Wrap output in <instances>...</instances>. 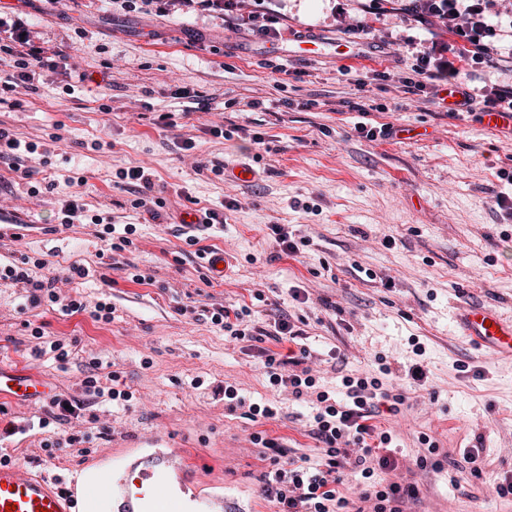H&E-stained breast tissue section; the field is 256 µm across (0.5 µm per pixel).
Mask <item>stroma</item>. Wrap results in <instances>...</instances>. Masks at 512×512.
<instances>
[{"instance_id": "obj_1", "label": "stroma", "mask_w": 512, "mask_h": 512, "mask_svg": "<svg viewBox=\"0 0 512 512\" xmlns=\"http://www.w3.org/2000/svg\"><path fill=\"white\" fill-rule=\"evenodd\" d=\"M242 14L270 13L276 42L217 13L161 15L124 0H29L24 21L45 54L70 53L69 74L42 68L35 89L0 90V127L38 146L45 163L33 180L0 160V212L20 218L0 234V264L47 255L54 290L89 307L109 303L111 321L31 306L24 284L0 281V363L31 372L56 395L81 403L78 415L42 427L53 405L0 398V454L46 476L91 469L126 448L149 458L180 455L187 489L228 512H274L261 495L270 469L251 441L266 432L289 457L316 458L311 403L273 390L264 350H306L322 389L342 376L392 372L399 411L380 420L392 434L393 469L377 481L415 488L404 512H512L497 482L512 475V359L478 348L453 327L455 307L485 303L512 317V132L483 123V97L512 87L498 59L463 67L457 83L470 112L449 116L429 94L402 89L424 40L448 31L401 11L374 13L363 0H241ZM361 23V34L348 32ZM342 40L340 52H297L310 34ZM391 80L383 81L379 72ZM105 74V82L80 74ZM365 79L363 95L353 93ZM386 129L369 140L359 124ZM243 163L247 183L225 180ZM149 174L143 207L119 188L122 171ZM84 177L80 202L96 224L62 227L59 201ZM214 210L223 225L183 223ZM159 219H152V212ZM132 224L133 245L109 251L103 224ZM280 224L305 238L286 256L268 235ZM224 255L223 277L204 255ZM93 270L68 278L69 264ZM144 274V283L131 273ZM248 306L258 328L289 319L297 336L281 344L226 340L214 308ZM63 340L67 361L36 356ZM120 371L133 398L116 407L89 397L84 379ZM426 371L410 383L412 364ZM275 401L257 421L224 406L225 385ZM77 444H70V437ZM437 445L429 453L422 437ZM57 442L59 450L45 446ZM482 446L477 464L464 449Z\"/></svg>"}]
</instances>
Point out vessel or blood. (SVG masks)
I'll list each match as a JSON object with an SVG mask.
<instances>
[{
	"label": "vessel or blood",
	"instance_id": "vessel-or-blood-1",
	"mask_svg": "<svg viewBox=\"0 0 512 512\" xmlns=\"http://www.w3.org/2000/svg\"><path fill=\"white\" fill-rule=\"evenodd\" d=\"M459 332L499 356L512 358V319L485 304L461 307L455 314ZM51 388L28 372L0 365V397L27 403L47 399ZM179 460L170 451L150 466L140 467L130 459L113 468L79 472L67 492L53 488L48 479L32 475L19 466L0 465V512L15 505V512H100L98 504L111 500L117 512H212L206 497L184 498L172 467Z\"/></svg>",
	"mask_w": 512,
	"mask_h": 512
}]
</instances>
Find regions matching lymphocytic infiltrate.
Returning a JSON list of instances; mask_svg holds the SVG:
<instances>
[{"label":"lymphocytic infiltrate","mask_w":512,"mask_h":512,"mask_svg":"<svg viewBox=\"0 0 512 512\" xmlns=\"http://www.w3.org/2000/svg\"><path fill=\"white\" fill-rule=\"evenodd\" d=\"M490 6L491 0H413L407 8L408 13L438 23L458 36L463 45L450 52L435 43L425 47L416 56L407 76L401 79L407 91H424L433 82L448 84L459 73V61L475 64L487 61L492 50V38L499 35L502 28H512V14L491 12ZM6 25L11 26L14 39L21 48L14 72L5 77L6 88L33 83L36 69L43 66L63 73L69 71L68 54L59 52L47 57L42 48L31 45L18 9L13 8L0 15V27ZM48 265V260L37 257L32 259L30 268L43 269ZM30 268L0 266V280L30 286L28 301L31 305H39L45 299L57 305L66 316L87 310L81 300L60 299L53 289V278H32ZM247 314L246 307L224 306L212 312L211 322L219 326L225 336L236 341L268 338L279 343L293 340L296 336L287 319H280L266 331L245 325ZM264 365L272 388L291 390L298 398L313 395L310 434L320 444L318 461H287L275 439L260 432L252 434L254 444L272 453V468L264 476L262 492L269 502L275 504L277 512H365L364 508L352 507L341 491L343 473L348 469L371 480L369 497L374 502L372 512H403L408 489L396 483L384 485L374 480L376 471L395 465L387 453L392 436L377 418L379 407L385 403L394 412L404 402L402 394L391 393L383 386L381 378L390 374V367L382 366V375L378 378L344 376L343 393L336 396L319 390L315 376L302 367L298 357L280 359L270 354L266 356Z\"/></svg>","instance_id":"obj_1"}]
</instances>
